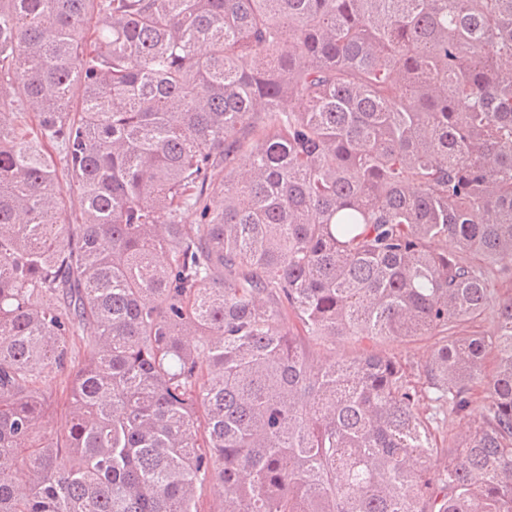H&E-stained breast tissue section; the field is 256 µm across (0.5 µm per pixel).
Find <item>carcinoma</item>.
<instances>
[{
  "mask_svg": "<svg viewBox=\"0 0 512 512\" xmlns=\"http://www.w3.org/2000/svg\"><path fill=\"white\" fill-rule=\"evenodd\" d=\"M12 87L0 512H512V0H0ZM385 348L395 356L401 357L414 365L424 363L431 352V344L428 342H409L401 338L387 340ZM469 387L471 388V403L468 410L461 416H452L448 419L445 448H453L461 437L473 429L475 420H478L484 412L483 388L478 383H470Z\"/></svg>",
  "mask_w": 512,
  "mask_h": 512,
  "instance_id": "obj_1",
  "label": "carcinoma"
}]
</instances>
